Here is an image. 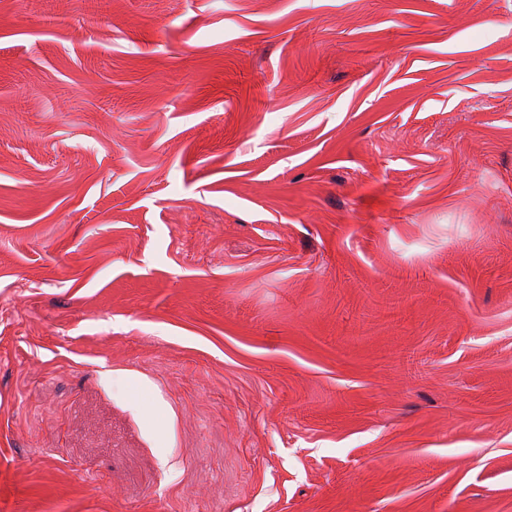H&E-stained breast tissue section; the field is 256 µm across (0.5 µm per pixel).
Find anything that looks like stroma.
<instances>
[{"instance_id":"35a3bbf8","label":"stroma","mask_w":512,"mask_h":512,"mask_svg":"<svg viewBox=\"0 0 512 512\" xmlns=\"http://www.w3.org/2000/svg\"><path fill=\"white\" fill-rule=\"evenodd\" d=\"M0 512H512V0H0Z\"/></svg>"}]
</instances>
